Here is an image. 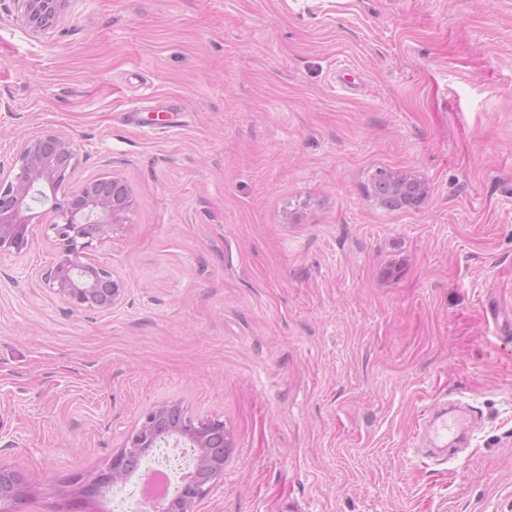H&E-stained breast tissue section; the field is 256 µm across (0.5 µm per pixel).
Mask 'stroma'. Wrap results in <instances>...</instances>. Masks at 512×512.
<instances>
[{"label":"stroma","instance_id":"stroma-1","mask_svg":"<svg viewBox=\"0 0 512 512\" xmlns=\"http://www.w3.org/2000/svg\"><path fill=\"white\" fill-rule=\"evenodd\" d=\"M64 131L130 219L106 312L0 254V464L61 512L147 409L236 444L199 512H512V0H0V164ZM384 168L416 210L368 195ZM455 402L465 448L418 453ZM21 5V18L33 32L49 29L57 21L66 0H13Z\"/></svg>","mask_w":512,"mask_h":512}]
</instances>
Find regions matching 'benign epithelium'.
Segmentation results:
<instances>
[{"mask_svg":"<svg viewBox=\"0 0 512 512\" xmlns=\"http://www.w3.org/2000/svg\"><path fill=\"white\" fill-rule=\"evenodd\" d=\"M14 2L21 5L25 26L38 32L54 25L66 0ZM76 166L77 150L71 138L46 127L28 133L9 169L0 164V253H19L30 246L29 224L36 219L30 205L32 190L43 188L41 195L52 201L46 229L54 234L58 259L40 272V282L73 309L109 311L121 302L125 284L112 268L83 259L94 244L111 239L128 223L133 201L127 183L109 174L60 192ZM393 180L406 206L415 209L422 203L419 181L403 184L396 176ZM162 446L194 449L193 474L165 501L162 512H195L223 480L224 465L235 444L223 420L211 417L195 422L177 401L145 411L105 468L80 480L75 497L103 496L112 486L128 480L150 449ZM28 487L23 469L0 465V512H17L15 507L26 499Z\"/></svg>","mask_w":512,"mask_h":512,"instance_id":"1","label":"benign epithelium"}]
</instances>
